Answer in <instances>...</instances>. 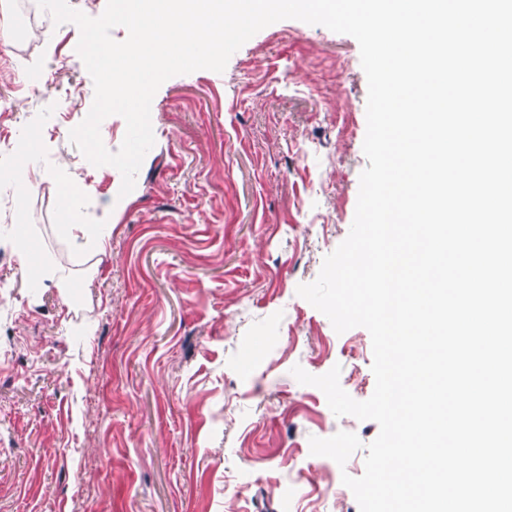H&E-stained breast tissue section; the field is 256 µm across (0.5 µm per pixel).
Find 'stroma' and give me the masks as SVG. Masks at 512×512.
I'll return each mask as SVG.
<instances>
[{
    "label": "stroma",
    "instance_id": "stroma-1",
    "mask_svg": "<svg viewBox=\"0 0 512 512\" xmlns=\"http://www.w3.org/2000/svg\"><path fill=\"white\" fill-rule=\"evenodd\" d=\"M26 0L0 5V168L30 141L18 196L0 180V228L26 227L34 271L71 284L29 294L0 236V512H360L372 420L338 417L291 369L340 366L355 400L375 388L367 329L336 333L297 294L347 237L367 166V79L356 39L286 19L224 72L166 80L134 190L89 163L69 132L94 84L76 25ZM88 186L81 221L112 216L104 251L77 253L62 183ZM88 324L90 335L74 334ZM340 431L345 465L310 453Z\"/></svg>",
    "mask_w": 512,
    "mask_h": 512
}]
</instances>
